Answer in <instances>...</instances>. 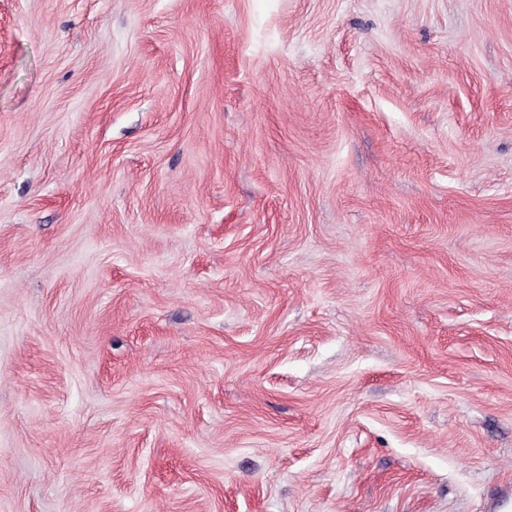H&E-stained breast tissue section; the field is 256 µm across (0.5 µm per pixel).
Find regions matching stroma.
I'll use <instances>...</instances> for the list:
<instances>
[{"label":"stroma","mask_w":512,"mask_h":512,"mask_svg":"<svg viewBox=\"0 0 512 512\" xmlns=\"http://www.w3.org/2000/svg\"><path fill=\"white\" fill-rule=\"evenodd\" d=\"M509 482L512 0H0V512Z\"/></svg>","instance_id":"stroma-1"}]
</instances>
